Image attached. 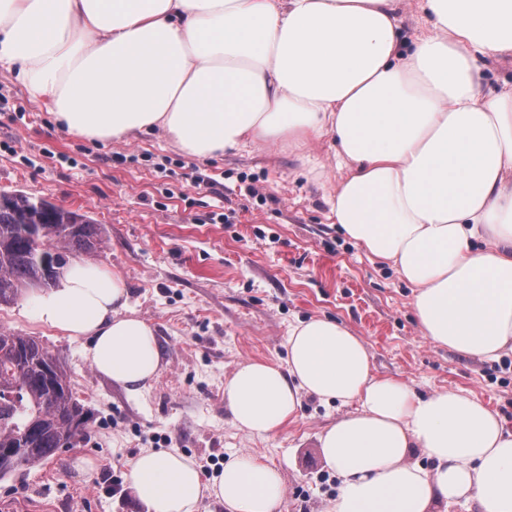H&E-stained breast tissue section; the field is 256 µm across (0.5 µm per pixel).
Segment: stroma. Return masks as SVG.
<instances>
[{"mask_svg":"<svg viewBox=\"0 0 512 512\" xmlns=\"http://www.w3.org/2000/svg\"><path fill=\"white\" fill-rule=\"evenodd\" d=\"M198 173L210 184L196 186ZM14 191L102 224L93 262L123 276L164 365L128 391L87 363L89 339L37 324L26 300L0 307V328L37 338L64 364L88 417L73 447L0 478V512H146L126 476L145 450L191 457L206 481L251 454L283 476L279 512H325L338 480L319 435L356 403L303 395L291 422L259 436L241 432L224 402L239 363H284L291 328L312 317L362 336L375 374L420 394L466 390L512 426V352L485 360L428 342L410 287L332 224L326 187L285 146L199 159L157 131L129 144L91 141L59 129L0 65V193Z\"/></svg>","mask_w":512,"mask_h":512,"instance_id":"1","label":"stroma"}]
</instances>
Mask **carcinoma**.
I'll list each match as a JSON object with an SVG mask.
<instances>
[{
    "mask_svg": "<svg viewBox=\"0 0 512 512\" xmlns=\"http://www.w3.org/2000/svg\"><path fill=\"white\" fill-rule=\"evenodd\" d=\"M104 230L91 217L47 205L23 192L0 194V306L37 284L54 286L73 257L104 248ZM86 423L62 363L38 340L0 330V477L42 466L79 436Z\"/></svg>",
    "mask_w": 512,
    "mask_h": 512,
    "instance_id": "1",
    "label": "carcinoma"
}]
</instances>
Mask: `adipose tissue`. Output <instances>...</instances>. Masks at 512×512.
I'll list each match as a JSON object with an SVG mask.
<instances>
[{
    "mask_svg": "<svg viewBox=\"0 0 512 512\" xmlns=\"http://www.w3.org/2000/svg\"><path fill=\"white\" fill-rule=\"evenodd\" d=\"M405 0H0V65L66 132L128 142L161 130L209 158L258 145L302 152L332 137L331 218L412 289L424 338L476 358L512 351V87L482 92L480 59L512 57V0H420L429 25L402 36ZM35 320L75 339L125 389L162 366L123 278L75 263L32 297ZM285 364L240 363L224 399L267 435L302 394L358 411L320 451L339 487L326 512H440L456 501L512 512V429L470 393H416L379 377L344 324L313 317ZM148 512H279V471L250 455L212 481L177 451L127 464Z\"/></svg>",
    "mask_w": 512,
    "mask_h": 512,
    "instance_id": "1",
    "label": "adipose tissue"
}]
</instances>
